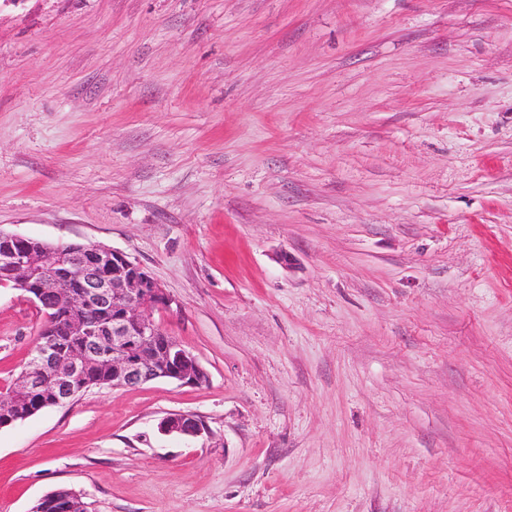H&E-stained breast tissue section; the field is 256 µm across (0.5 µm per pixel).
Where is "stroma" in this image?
I'll return each instance as SVG.
<instances>
[{"label": "stroma", "instance_id": "stroma-1", "mask_svg": "<svg viewBox=\"0 0 512 512\" xmlns=\"http://www.w3.org/2000/svg\"><path fill=\"white\" fill-rule=\"evenodd\" d=\"M0 229L208 375L0 429V512H512V0H0ZM43 323L0 288V393ZM159 430L166 435L197 437L207 431V426L191 415L172 413L160 421Z\"/></svg>", "mask_w": 512, "mask_h": 512}]
</instances>
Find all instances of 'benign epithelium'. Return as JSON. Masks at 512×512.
Listing matches in <instances>:
<instances>
[{"label": "benign epithelium", "instance_id": "7a95c632", "mask_svg": "<svg viewBox=\"0 0 512 512\" xmlns=\"http://www.w3.org/2000/svg\"><path fill=\"white\" fill-rule=\"evenodd\" d=\"M34 239L0 229V268L8 269L22 291L50 322L39 345L9 394L42 395L48 406L63 405L78 393V382L92 368L112 362V388L137 387L164 379L200 385L207 375L197 359L174 337L165 334L154 315L176 304L145 269L125 253L101 245L44 242L36 254ZM74 340L71 353L57 350L56 331ZM166 435L197 437L205 423L172 413L159 423ZM80 496L58 489L41 501L75 512Z\"/></svg>", "mask_w": 512, "mask_h": 512}]
</instances>
